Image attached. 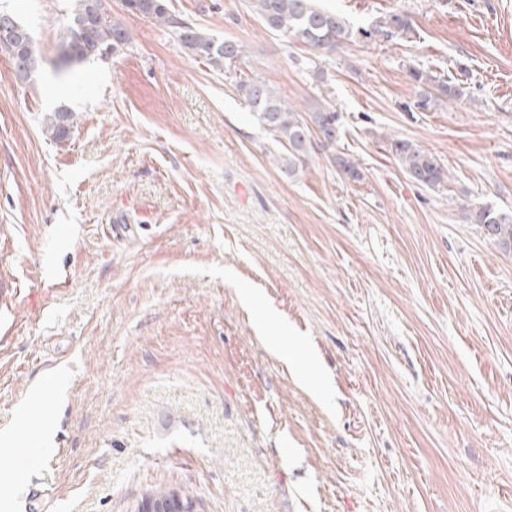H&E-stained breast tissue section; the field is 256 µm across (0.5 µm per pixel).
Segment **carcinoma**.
Segmentation results:
<instances>
[{"label":"carcinoma","mask_w":512,"mask_h":512,"mask_svg":"<svg viewBox=\"0 0 512 512\" xmlns=\"http://www.w3.org/2000/svg\"><path fill=\"white\" fill-rule=\"evenodd\" d=\"M74 2L72 17L64 23L65 38L59 45V60L62 63L101 57L107 50L116 51L128 42L127 30L109 17L105 0ZM124 4L133 13L174 29L191 55L204 59L218 71L246 53L243 43L217 41L203 30L173 16L167 0H124ZM254 11L266 30L292 34L306 44L317 58L330 56L353 36V30L346 20L336 12L319 7L317 0H254ZM411 30L412 24L406 15L392 13L377 32L389 35ZM410 74L414 82L435 90L433 94L425 92L421 95L420 105L424 107L438 97L455 101L464 95L457 84L449 80L440 81L419 68L411 69ZM239 90L262 126L286 150L281 157L282 172L290 177L304 166L313 149L312 130L321 134L320 141L324 147L333 146L340 139L336 113L328 109L313 112L306 119L264 81L241 82ZM73 120V114L67 110L54 111L47 121V134L56 140L63 138ZM392 149L403 172L418 185L437 189L448 181V173L437 160L413 143L397 140L393 142ZM464 216L470 223L481 225L487 238L504 248H512V213L491 207L467 208Z\"/></svg>","instance_id":"1"}]
</instances>
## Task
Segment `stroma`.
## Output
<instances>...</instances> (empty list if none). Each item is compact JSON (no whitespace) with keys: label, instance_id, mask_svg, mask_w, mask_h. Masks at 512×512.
<instances>
[{"label":"stroma","instance_id":"35a3bbf8","mask_svg":"<svg viewBox=\"0 0 512 512\" xmlns=\"http://www.w3.org/2000/svg\"><path fill=\"white\" fill-rule=\"evenodd\" d=\"M107 2L129 41L61 69L73 0H0L41 58L23 82L0 51V431L35 427L0 447V494L22 485L19 512H135L159 486L199 512H512V251L461 214L512 210V0H319L354 36L315 63L252 0H168L244 43L221 71ZM392 12L412 31L366 37ZM413 67L464 97L419 107ZM248 79L336 111L340 141L283 174ZM397 139L445 188L404 174ZM270 336L299 337L305 375ZM58 370L63 392L34 400ZM401 169L413 182L429 189H439L448 181V173L428 152L406 140H397L392 144Z\"/></svg>","mask_w":512,"mask_h":512}]
</instances>
